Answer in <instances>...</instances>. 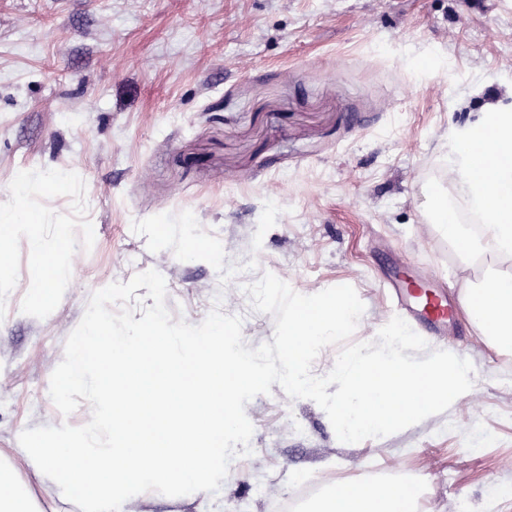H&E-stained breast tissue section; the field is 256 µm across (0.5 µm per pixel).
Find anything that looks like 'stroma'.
<instances>
[{
    "label": "stroma",
    "mask_w": 512,
    "mask_h": 512,
    "mask_svg": "<svg viewBox=\"0 0 512 512\" xmlns=\"http://www.w3.org/2000/svg\"><path fill=\"white\" fill-rule=\"evenodd\" d=\"M512 104V0H0V211L26 177L40 223L0 272V448L61 417L50 377L91 295L148 270L173 318L213 308L270 342L229 271L297 293L352 286L351 340L398 311L382 283L408 257L459 295L464 265L423 217L425 184L452 188L448 134ZM63 267L54 301L30 235ZM476 385L394 434L338 440L325 411L279 384L245 406L251 455L201 504L145 497L136 512H283L359 479L418 487L417 512H512V355L467 320L444 338ZM264 493H256V485Z\"/></svg>",
    "instance_id": "obj_1"
}]
</instances>
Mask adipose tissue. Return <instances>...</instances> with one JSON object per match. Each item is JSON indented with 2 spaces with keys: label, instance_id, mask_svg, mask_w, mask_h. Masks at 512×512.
<instances>
[{
  "label": "adipose tissue",
  "instance_id": "obj_1",
  "mask_svg": "<svg viewBox=\"0 0 512 512\" xmlns=\"http://www.w3.org/2000/svg\"><path fill=\"white\" fill-rule=\"evenodd\" d=\"M460 305L491 347L512 354L511 273L486 269ZM223 334L215 324L180 336L155 338L143 327L114 336L97 307L79 373L88 416L59 420L36 447L0 460V512H42L44 494L76 500L81 512H132L138 499L175 489L209 495L224 481L243 398L265 387L248 353L217 349ZM411 499L402 484L383 495L372 481H352L334 485L316 512H409Z\"/></svg>",
  "mask_w": 512,
  "mask_h": 512
}]
</instances>
